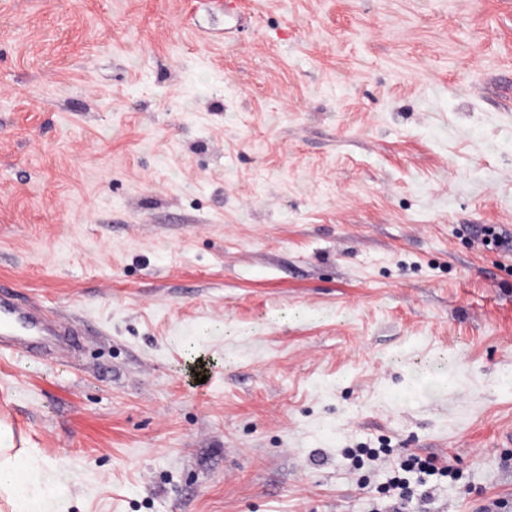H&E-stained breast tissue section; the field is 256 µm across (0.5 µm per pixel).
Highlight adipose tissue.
Instances as JSON below:
<instances>
[{
	"label": "adipose tissue",
	"instance_id": "obj_1",
	"mask_svg": "<svg viewBox=\"0 0 512 512\" xmlns=\"http://www.w3.org/2000/svg\"><path fill=\"white\" fill-rule=\"evenodd\" d=\"M42 468V461L35 452L14 451L11 430L0 424V498L16 512L24 506L33 480Z\"/></svg>",
	"mask_w": 512,
	"mask_h": 512
}]
</instances>
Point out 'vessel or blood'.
<instances>
[{
  "instance_id": "vessel-or-blood-1",
  "label": "vessel or blood",
  "mask_w": 512,
  "mask_h": 512,
  "mask_svg": "<svg viewBox=\"0 0 512 512\" xmlns=\"http://www.w3.org/2000/svg\"><path fill=\"white\" fill-rule=\"evenodd\" d=\"M48 344L59 350L73 346V333L67 324L18 300L12 289L1 288L0 349L30 354Z\"/></svg>"
}]
</instances>
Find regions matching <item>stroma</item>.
I'll use <instances>...</instances> for the list:
<instances>
[{
    "instance_id": "stroma-1",
    "label": "stroma",
    "mask_w": 512,
    "mask_h": 512,
    "mask_svg": "<svg viewBox=\"0 0 512 512\" xmlns=\"http://www.w3.org/2000/svg\"><path fill=\"white\" fill-rule=\"evenodd\" d=\"M0 286L40 512L511 506L512 0H0ZM0 288V349L30 354L43 350L46 344L58 350L74 345V333L58 316L18 300L10 288ZM399 470L404 472L418 471L419 473H435L436 471L443 477L456 478V472L448 467L438 469L434 465V461L429 457H421L419 455L411 454L403 458L399 463Z\"/></svg>"
}]
</instances>
